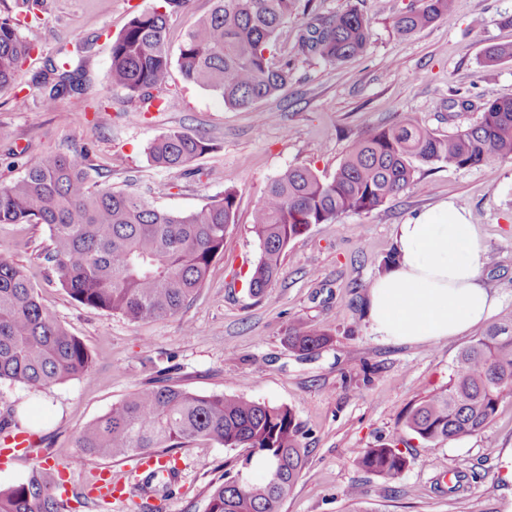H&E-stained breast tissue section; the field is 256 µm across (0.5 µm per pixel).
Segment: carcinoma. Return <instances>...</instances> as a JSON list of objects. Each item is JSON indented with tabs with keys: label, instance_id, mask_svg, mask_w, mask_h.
<instances>
[{
	"label": "carcinoma",
	"instance_id": "carcinoma-1",
	"mask_svg": "<svg viewBox=\"0 0 512 512\" xmlns=\"http://www.w3.org/2000/svg\"><path fill=\"white\" fill-rule=\"evenodd\" d=\"M135 14L112 40L110 84L148 112L169 83L172 67L183 80L219 95L234 109H252L287 87L293 60L275 59L280 27L297 17L299 0H213L211 11L189 27L172 57L165 42L166 9L189 0H163ZM452 0H418L394 17L400 37L450 15ZM371 31L355 9L310 18L297 37L296 54L338 64L365 53ZM20 33V19L0 21V91L17 82L34 50ZM33 77L46 105L86 90L82 61L62 44ZM512 59V46L490 45L483 64ZM481 117L465 129L438 137L411 118L357 139L333 176L311 168L287 169L267 186L252 215L261 254L249 272V292L258 296L280 276L285 249L312 224H330L348 213L377 209L418 186L414 162L461 169L512 161V98L480 106ZM212 149L199 133L169 130L148 148L162 170L182 169ZM81 150L49 154L25 164L23 174L0 185V224H45L50 246L45 264L77 302L127 319L178 317L205 283L224 237L235 224L237 195L224 194L190 213L154 208L142 195L89 183ZM330 329L297 321L288 327V347L308 356L330 341ZM92 356L40 301L24 269L0 254V380L45 390L87 372ZM512 395V319L494 322L462 349L448 386L420 400L403 427L434 445L482 434L498 403ZM294 413L243 395H201L157 377L112 405L75 438L74 457L125 459L173 454L186 441L205 440L226 448H248L250 464L267 462L265 479L236 471L215 487L206 512H279L305 468L308 450ZM362 471L385 483L408 466L390 444L364 448L354 457ZM54 469L36 468L28 478L0 489V512H68L53 479Z\"/></svg>",
	"mask_w": 512,
	"mask_h": 512
}]
</instances>
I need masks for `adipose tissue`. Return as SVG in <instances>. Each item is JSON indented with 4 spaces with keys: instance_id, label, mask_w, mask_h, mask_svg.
<instances>
[{
    "instance_id": "1",
    "label": "adipose tissue",
    "mask_w": 512,
    "mask_h": 512,
    "mask_svg": "<svg viewBox=\"0 0 512 512\" xmlns=\"http://www.w3.org/2000/svg\"><path fill=\"white\" fill-rule=\"evenodd\" d=\"M391 270L369 288L374 331L394 341H436L485 322L498 298L481 277L483 243L465 210L446 203L399 225Z\"/></svg>"
}]
</instances>
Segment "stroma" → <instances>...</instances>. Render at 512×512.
Instances as JSON below:
<instances>
[{
    "label": "stroma",
    "instance_id": "obj_1",
    "mask_svg": "<svg viewBox=\"0 0 512 512\" xmlns=\"http://www.w3.org/2000/svg\"><path fill=\"white\" fill-rule=\"evenodd\" d=\"M413 0H313L318 13L350 8L368 20L364 55L340 64L295 57L292 82L255 109H230L211 91L172 72L167 104L142 112L106 80L111 37L159 0H46L39 21L21 34L36 49L22 66L30 80L55 57L60 41L93 40L84 56L85 94L46 106L30 86L22 98L0 93V183L18 178L25 162L87 148L91 184L144 194L160 210L192 212L224 189L238 193L236 221L198 295L172 320L130 321L75 301L45 270L49 243L42 224H0V248L24 268L48 307L78 336L94 364L89 372L44 391L0 382V419L34 432L38 458L0 459V488L23 482L36 467L57 465L75 451L78 432L158 372L203 394H242L293 410L309 450L308 463L280 512H348L345 493L360 484L372 512H512V396L486 431L443 445L409 439V464L385 485L353 464L355 453L396 436L398 421L423 397L445 388L459 351L474 332L430 342L397 343L374 333L369 288L388 272L396 229L443 203L465 209L483 240L480 271L498 297L494 319L512 316V162L454 170L418 164L420 189H408L368 213L314 224L292 241L280 278L259 296L245 274L258 259L252 213L268 183L295 166L333 176L364 132L411 116L445 136L474 123L478 104L512 97V61L484 66L492 44H512V0H454L453 12L402 38L392 19ZM474 103L471 111L454 100ZM107 111H95L97 102ZM171 129L203 134L212 150L193 174L153 167L147 147ZM219 180H208L206 170ZM314 321L332 340L309 356L292 352L288 326ZM244 448L190 441L177 448L182 471L167 492L151 494L152 512H205L208 494L225 473L245 469ZM466 475L459 492L442 490L448 471Z\"/></svg>",
    "mask_w": 512,
    "mask_h": 512
}]
</instances>
